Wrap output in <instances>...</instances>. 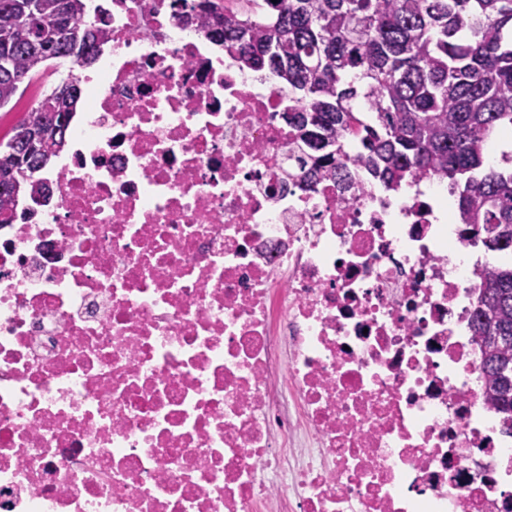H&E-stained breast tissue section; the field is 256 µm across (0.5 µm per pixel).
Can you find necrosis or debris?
<instances>
[{
	"mask_svg": "<svg viewBox=\"0 0 512 512\" xmlns=\"http://www.w3.org/2000/svg\"><path fill=\"white\" fill-rule=\"evenodd\" d=\"M108 0L0 226V512H512L448 184L307 181L288 91Z\"/></svg>",
	"mask_w": 512,
	"mask_h": 512,
	"instance_id": "1",
	"label": "necrosis or debris"
}]
</instances>
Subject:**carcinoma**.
Instances as JSON below:
<instances>
[{
    "instance_id": "obj_1",
    "label": "carcinoma",
    "mask_w": 512,
    "mask_h": 512,
    "mask_svg": "<svg viewBox=\"0 0 512 512\" xmlns=\"http://www.w3.org/2000/svg\"><path fill=\"white\" fill-rule=\"evenodd\" d=\"M194 21L243 68L267 72L300 104L283 113L312 178H351L344 144L373 181L448 180L461 235L492 252L512 247V149L488 160L492 136L512 138V0H263L258 13L198 0ZM109 30L90 0H0V110L48 75L39 107L0 139V217L63 149L80 98L60 68L98 59ZM70 89L71 102L58 97ZM44 137L33 143L26 133ZM485 395L512 429V265L493 262L472 318Z\"/></svg>"
}]
</instances>
